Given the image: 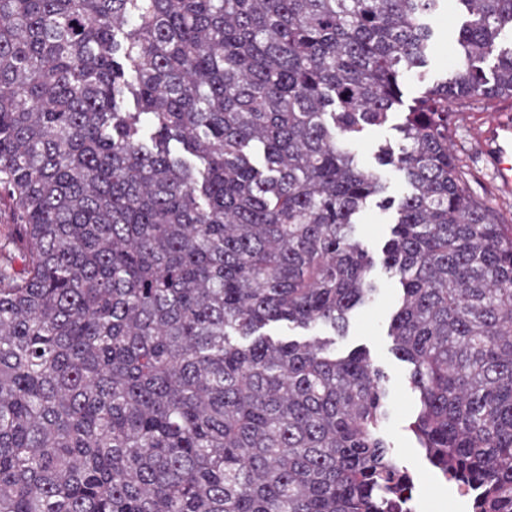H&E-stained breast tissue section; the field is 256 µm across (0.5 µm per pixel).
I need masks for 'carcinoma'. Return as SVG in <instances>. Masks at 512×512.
Here are the masks:
<instances>
[{
	"label": "carcinoma",
	"mask_w": 512,
	"mask_h": 512,
	"mask_svg": "<svg viewBox=\"0 0 512 512\" xmlns=\"http://www.w3.org/2000/svg\"><path fill=\"white\" fill-rule=\"evenodd\" d=\"M440 2L0 0V512H383L385 376L333 340L379 290L373 201L411 429L512 506V225L448 140L512 97V0H457V67L383 156L399 199L350 149ZM457 117L449 132V140L465 173L469 192L484 200L494 210L500 224L512 225V193L503 194L483 169L473 149V132L486 117L501 115L512 120V98L470 101L455 105Z\"/></svg>",
	"instance_id": "1"
}]
</instances>
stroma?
Here are the masks:
<instances>
[{
	"label": "stroma",
	"mask_w": 512,
	"mask_h": 512,
	"mask_svg": "<svg viewBox=\"0 0 512 512\" xmlns=\"http://www.w3.org/2000/svg\"><path fill=\"white\" fill-rule=\"evenodd\" d=\"M460 22L454 0H443L433 22L434 49L423 76L408 77L403 89V102L393 107L388 122L367 129L353 145L360 162L377 170L387 184L388 196L400 197L405 190V181L395 168L378 165L375 156L381 146L399 148L396 127L404 117L405 103L411 102L426 86L440 81L455 68L458 60L455 32ZM456 111L457 117L450 129L449 140L465 173L466 186L475 198L489 204L499 223L512 225V194L507 195L499 190L473 149V132L484 118L492 115L512 118V98L470 101L457 106ZM395 219L396 212L392 209L384 211L371 205L363 211L360 217L362 242L374 258H381L382 247ZM377 275L381 288L376 301L353 315L347 335L336 339V353L344 356L353 350L364 349L370 362L386 375L389 396L382 433L398 463L406 464L423 453L410 428L419 399L409 384L411 366L396 357L389 334L400 285L385 270H378Z\"/></svg>",
	"instance_id": "1"
}]
</instances>
